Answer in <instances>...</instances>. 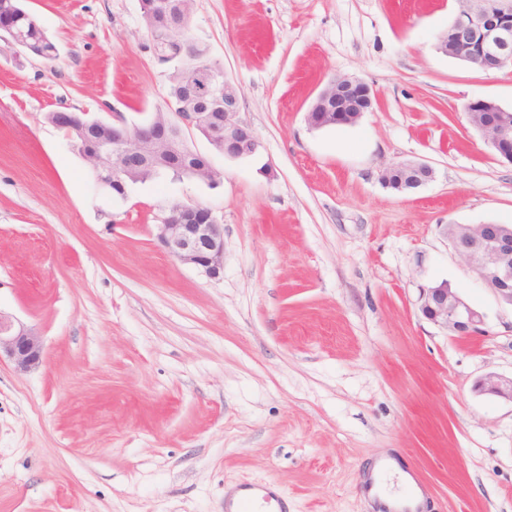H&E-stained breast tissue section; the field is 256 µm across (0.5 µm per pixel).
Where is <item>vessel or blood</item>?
<instances>
[{
  "label": "vessel or blood",
  "instance_id": "obj_1",
  "mask_svg": "<svg viewBox=\"0 0 512 512\" xmlns=\"http://www.w3.org/2000/svg\"><path fill=\"white\" fill-rule=\"evenodd\" d=\"M394 469L391 456L379 457L372 473L363 482V493L374 505V512H425L426 496L420 478L407 473L404 489L399 493L387 491L382 479ZM282 496L269 485L244 482L224 498V512H287Z\"/></svg>",
  "mask_w": 512,
  "mask_h": 512
}]
</instances>
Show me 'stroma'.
<instances>
[{"label": "stroma", "instance_id": "1", "mask_svg": "<svg viewBox=\"0 0 512 512\" xmlns=\"http://www.w3.org/2000/svg\"><path fill=\"white\" fill-rule=\"evenodd\" d=\"M47 61L0 50V311L33 328L42 364L0 362V512H224L241 482L290 512H369L383 454L420 472L433 512H512V308L477 282L445 224H511L512 164L468 102L512 109V69L441 53L455 0H194L191 33L235 83L262 142L248 159L190 148L218 186L171 177L102 193L46 113L141 122L167 79L141 0H27ZM337 76L372 89L351 126L311 127ZM432 182L384 187L383 167ZM176 203L224 226L212 278L169 256ZM448 283L486 315L460 338L426 320ZM409 174V180L402 179V174ZM434 169L420 162H398L383 168L380 181L384 187L397 192L418 189L434 178ZM474 391L512 403V377L505 378L495 373L486 374L475 382Z\"/></svg>", "mask_w": 512, "mask_h": 512}]
</instances>
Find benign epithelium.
<instances>
[{
	"mask_svg": "<svg viewBox=\"0 0 512 512\" xmlns=\"http://www.w3.org/2000/svg\"><path fill=\"white\" fill-rule=\"evenodd\" d=\"M458 6L446 32L438 38L443 54L486 72L512 67V0H457ZM193 0H152L142 7L147 33L153 29L147 18L158 11L167 19L160 39L177 47L171 57L157 55L167 66V83L175 86L176 98L169 108L152 113L140 123L121 116L110 122L89 115L56 111L52 124L66 132L70 144L103 178L97 188L126 198L127 188L143 169H160L165 159L182 151L185 132L197 131L212 139L215 127L224 129L220 152L233 159L257 154L261 141L238 117L236 85L214 63L209 47L187 41L185 30L192 17ZM16 7L0 14V41L15 58H28L29 46L17 27ZM372 92L355 77L339 76L328 82L307 113L314 128L355 124L371 110ZM469 123L482 133L496 153L512 164V112L492 100H477L466 106ZM434 178V169L420 162H398L383 168L380 181L397 192L418 189ZM195 179L210 186L221 181L209 161ZM442 234L452 248L466 259L475 277L505 305L512 307V226L508 224H444ZM157 240L182 264L217 277L224 270V225L201 205L174 204L157 225ZM419 310L431 323L450 335L470 337L484 332L485 314L457 292L441 283L420 290ZM5 352L16 369L26 371L43 361V344L33 329L0 313V352ZM474 391L512 402V377L489 373L477 380Z\"/></svg>",
	"mask_w": 512,
	"mask_h": 512,
	"instance_id": "benign-epithelium-1",
	"label": "benign epithelium"
}]
</instances>
